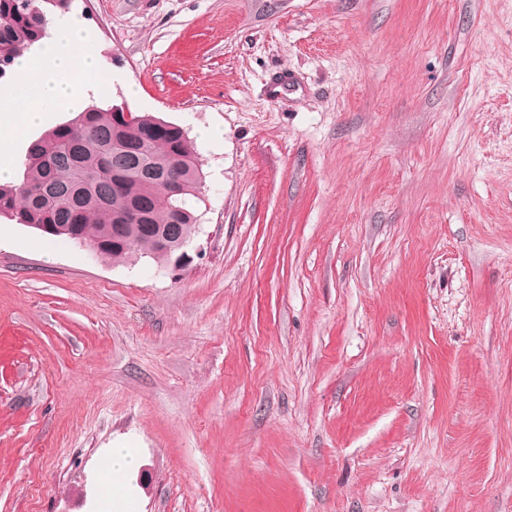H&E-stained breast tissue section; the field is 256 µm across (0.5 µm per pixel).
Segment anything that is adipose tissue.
I'll use <instances>...</instances> for the list:
<instances>
[{
	"mask_svg": "<svg viewBox=\"0 0 512 512\" xmlns=\"http://www.w3.org/2000/svg\"><path fill=\"white\" fill-rule=\"evenodd\" d=\"M86 43L84 29L74 26L16 58L12 85L0 90V146L13 148L50 113L74 108L108 85Z\"/></svg>",
	"mask_w": 512,
	"mask_h": 512,
	"instance_id": "adipose-tissue-1",
	"label": "adipose tissue"
}]
</instances>
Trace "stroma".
Here are the masks:
<instances>
[{"label": "stroma", "mask_w": 512, "mask_h": 512, "mask_svg": "<svg viewBox=\"0 0 512 512\" xmlns=\"http://www.w3.org/2000/svg\"><path fill=\"white\" fill-rule=\"evenodd\" d=\"M73 25L91 103L193 140L197 224L174 268L0 219V512H512V0ZM136 465L137 458L129 448H112L111 468L105 478L108 490L112 493V489L115 487V494L120 488V485L117 484L121 476L132 470Z\"/></svg>", "instance_id": "35a3bbf8"}]
</instances>
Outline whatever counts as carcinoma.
I'll use <instances>...</instances> for the list:
<instances>
[{"instance_id":"carcinoma-1","label":"carcinoma","mask_w":512,"mask_h":512,"mask_svg":"<svg viewBox=\"0 0 512 512\" xmlns=\"http://www.w3.org/2000/svg\"><path fill=\"white\" fill-rule=\"evenodd\" d=\"M72 0H0V79L14 60L48 36L50 15L66 13ZM113 109L91 105L72 122L33 141L23 162L22 181L0 185V217L53 237L93 247L123 261L157 253V230L173 237L191 235L197 216L191 199L201 183L195 154L185 131L150 114L132 120L112 117ZM164 132L144 144L146 128ZM160 163L180 177L182 193L166 196L161 182L144 175ZM130 201L147 210V222L127 224L113 242L112 213Z\"/></svg>"}]
</instances>
